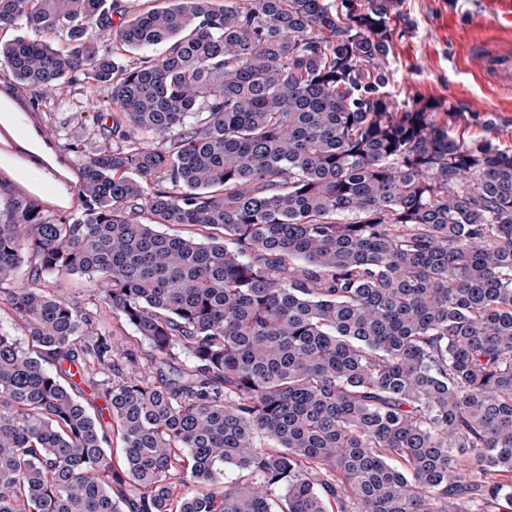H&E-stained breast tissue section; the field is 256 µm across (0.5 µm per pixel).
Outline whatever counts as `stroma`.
<instances>
[{"instance_id": "35a3bbf8", "label": "stroma", "mask_w": 512, "mask_h": 512, "mask_svg": "<svg viewBox=\"0 0 512 512\" xmlns=\"http://www.w3.org/2000/svg\"><path fill=\"white\" fill-rule=\"evenodd\" d=\"M406 19L402 37L390 56V92L401 101L442 102L454 106L453 135L470 142L487 140L512 150V88L484 80L465 55L478 34L512 41V0H402ZM0 121L11 126L18 141L34 136L31 117L13 89L10 76H0ZM52 140H80L88 149L103 145L101 114L112 109L111 91L104 86L68 84L42 98ZM15 169L18 182L56 207H67L69 195L40 170L21 171L11 153H0V168Z\"/></svg>"}]
</instances>
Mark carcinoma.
<instances>
[{
    "mask_svg": "<svg viewBox=\"0 0 512 512\" xmlns=\"http://www.w3.org/2000/svg\"><path fill=\"white\" fill-rule=\"evenodd\" d=\"M399 7L0 0L31 110L112 99L110 147L36 129L74 210L0 170V512H512V152L392 98ZM54 286L59 288L64 296L93 312H96V307L93 303L98 304V313L94 316L99 326L112 332L113 336L125 342L142 358H146V354L149 353L148 344L141 339L132 325L117 319L107 308H100L97 300H94V292L90 288V282L87 277L73 275L61 280L56 279Z\"/></svg>",
    "mask_w": 512,
    "mask_h": 512,
    "instance_id": "cac0c4a2",
    "label": "carcinoma"
}]
</instances>
